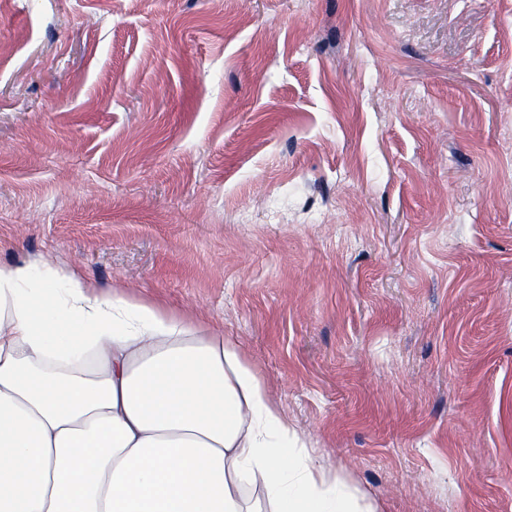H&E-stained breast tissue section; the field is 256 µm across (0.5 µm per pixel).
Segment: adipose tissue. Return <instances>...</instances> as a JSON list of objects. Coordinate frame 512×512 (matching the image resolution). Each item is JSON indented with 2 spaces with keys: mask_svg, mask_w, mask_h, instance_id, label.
<instances>
[{
  "mask_svg": "<svg viewBox=\"0 0 512 512\" xmlns=\"http://www.w3.org/2000/svg\"><path fill=\"white\" fill-rule=\"evenodd\" d=\"M297 442L227 338L0 265V512H377Z\"/></svg>",
  "mask_w": 512,
  "mask_h": 512,
  "instance_id": "obj_1",
  "label": "adipose tissue"
}]
</instances>
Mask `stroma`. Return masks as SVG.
Masks as SVG:
<instances>
[{"label":"stroma","instance_id":"obj_1","mask_svg":"<svg viewBox=\"0 0 512 512\" xmlns=\"http://www.w3.org/2000/svg\"><path fill=\"white\" fill-rule=\"evenodd\" d=\"M231 338L380 512H512V0H0V265Z\"/></svg>","mask_w":512,"mask_h":512}]
</instances>
